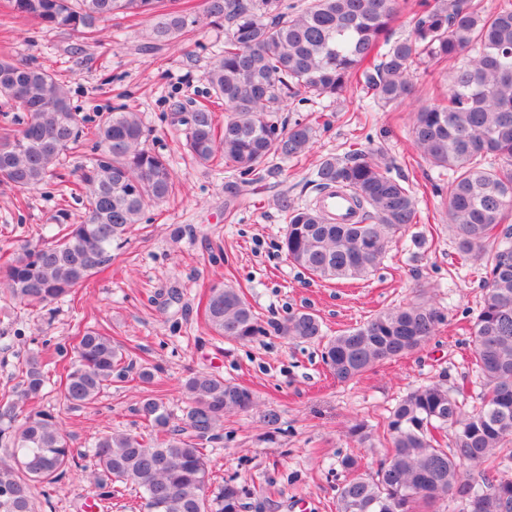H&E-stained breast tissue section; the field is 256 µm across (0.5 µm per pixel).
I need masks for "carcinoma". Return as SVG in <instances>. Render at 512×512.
Wrapping results in <instances>:
<instances>
[{
	"label": "carcinoma",
	"mask_w": 512,
	"mask_h": 512,
	"mask_svg": "<svg viewBox=\"0 0 512 512\" xmlns=\"http://www.w3.org/2000/svg\"><path fill=\"white\" fill-rule=\"evenodd\" d=\"M14 14L86 37L122 16L153 20L158 43L190 39L203 26L224 27V49L206 73L213 103H224V126L205 104L175 112L186 127V146L200 164H217L240 176L255 174L269 157L299 159L311 150L312 128L274 118L290 98L334 97L357 75L366 92L386 104L412 93V67L430 60L468 62L451 75L446 104L413 113L412 134L424 159L448 170V229L458 252L484 267L486 281L473 324L474 365L482 378L479 403L467 408L441 383L420 386L391 411L383 432L364 423L349 433L369 448L387 445L372 475L356 457L343 460L350 478L336 488V512H438L462 478L481 493L458 496L461 512H493L492 502H512V0L489 13L474 0H413L412 37L389 42L399 0H307L295 12L282 0H202L198 12L182 0H10ZM0 98L25 119L0 136V185L16 199L52 176L61 155L80 146L79 121L65 84L49 70L0 57ZM96 155L81 170V192L64 184L61 195L82 200L80 224L57 216L51 238L18 244V256L0 273V293L43 309L85 284L112 262V249L140 223L149 202L175 194V175L163 156L142 148L137 112H109L93 131ZM378 150L351 160L323 158L316 167L320 192H350L361 218L337 224L318 203L295 207L281 200L287 218L282 248L288 260L320 281L361 279L380 264L388 243L414 223L417 201L388 174ZM444 315L429 300L389 308L362 325L323 340L322 323L297 310L277 326L300 343L321 342L332 377L347 383L374 366L421 349ZM205 322L217 335L249 342L265 332L245 295L232 286L210 289ZM70 358L61 378L74 409L94 403L125 375L119 342L102 329L77 328L76 343L54 347ZM49 383L43 362L30 357L13 395L0 398V439L11 447L0 458V512H35L32 488L54 486L71 473L90 483L101 500L112 483L143 490L145 512H239L245 488L229 479L211 487L204 443L219 438L224 417L257 406L249 388L207 373L185 382L187 406L180 424L157 399L137 412L148 435L124 432L99 437L89 450L93 467L81 465L58 417L24 407L42 399ZM453 427L454 451L439 435ZM477 474L467 476V468Z\"/></svg>",
	"instance_id": "cac0c4a2"
}]
</instances>
